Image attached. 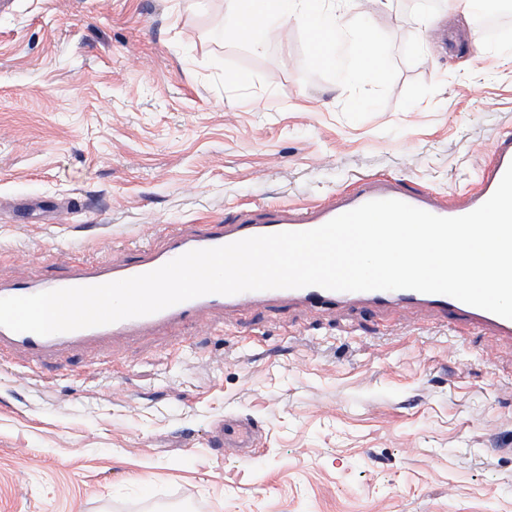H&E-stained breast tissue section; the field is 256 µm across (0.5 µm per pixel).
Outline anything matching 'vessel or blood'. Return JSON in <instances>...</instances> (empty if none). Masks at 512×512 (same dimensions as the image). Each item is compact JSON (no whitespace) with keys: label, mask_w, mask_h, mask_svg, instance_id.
Returning a JSON list of instances; mask_svg holds the SVG:
<instances>
[{"label":"vessel or blood","mask_w":512,"mask_h":512,"mask_svg":"<svg viewBox=\"0 0 512 512\" xmlns=\"http://www.w3.org/2000/svg\"><path fill=\"white\" fill-rule=\"evenodd\" d=\"M511 165L512 131L506 130L498 135L492 150V161L481 172L475 189L466 192L460 201L450 206L432 202L428 194L409 192L398 180L376 175L360 176L353 181L349 192L327 203L289 210L262 206L259 207L256 216L238 218L226 224H214L195 233H186L179 228L170 227L164 233L163 248L142 246L138 249L137 257L132 260H122L105 267H68L60 273L42 276L33 282L0 285V298L29 296L59 288L97 285L128 278L155 270L191 250L217 247L257 235L314 229L342 213L373 200L396 199L437 216H462L474 211L492 196L507 167ZM275 299L297 300L316 307H330L356 301L364 302L373 309L392 305L425 306L448 315L457 322L476 327H490L503 336L512 335V320L446 295L426 294L414 290L344 292L310 286L300 289L248 291L230 296L208 294L151 315L50 336L14 332L0 326V354L7 350H20L32 362L40 363L67 347L122 336L150 327L183 323L206 308H236ZM255 441V430L245 422L235 421L223 427H216L213 434L214 444L228 450L245 451L254 447Z\"/></svg>","instance_id":"b4317fda"}]
</instances>
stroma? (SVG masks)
<instances>
[{
    "label": "stroma",
    "mask_w": 512,
    "mask_h": 512,
    "mask_svg": "<svg viewBox=\"0 0 512 512\" xmlns=\"http://www.w3.org/2000/svg\"><path fill=\"white\" fill-rule=\"evenodd\" d=\"M227 9L0 0L1 282L360 173L448 201L512 129V29L472 61L475 17L447 0H361L398 77L358 122L304 79L297 21L255 54L215 38ZM5 360L0 512H512V339L426 307L203 310ZM230 417L259 426L256 460L216 456Z\"/></svg>",
    "instance_id": "35a3bbf8"
}]
</instances>
